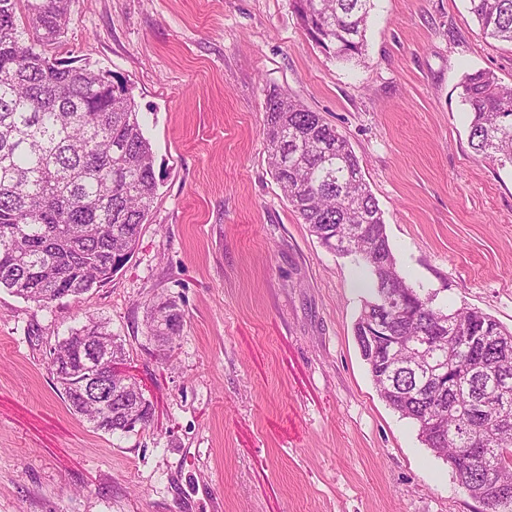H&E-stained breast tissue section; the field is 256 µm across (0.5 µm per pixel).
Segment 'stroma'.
Instances as JSON below:
<instances>
[{"mask_svg":"<svg viewBox=\"0 0 512 512\" xmlns=\"http://www.w3.org/2000/svg\"><path fill=\"white\" fill-rule=\"evenodd\" d=\"M363 61L306 36L291 0H70L50 56L130 88L158 195L129 259L38 309L0 290V512H479L379 396L354 336L365 295L267 164L274 87L343 134L414 285L512 329V167L475 156L465 74L512 84V44L467 0H374ZM177 301L162 349L145 310ZM108 321L154 405L123 437L74 414L50 353ZM171 309L174 311L173 315L167 319V323L163 330H159L158 326H154L156 313L161 309ZM183 313L178 307L175 300L170 298L160 299L151 306L147 307L146 311V328L147 334L153 336L158 341L169 343L176 336H180L183 330ZM167 336V337H164Z\"/></svg>","mask_w":512,"mask_h":512,"instance_id":"1","label":"stroma"}]
</instances>
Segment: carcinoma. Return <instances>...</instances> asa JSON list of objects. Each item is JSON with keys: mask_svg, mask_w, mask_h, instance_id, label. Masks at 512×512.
<instances>
[{"mask_svg": "<svg viewBox=\"0 0 512 512\" xmlns=\"http://www.w3.org/2000/svg\"><path fill=\"white\" fill-rule=\"evenodd\" d=\"M70 0H0V288L48 309L112 278L130 256L157 195L154 155L128 88L112 75L47 56L67 28ZM307 37L341 62L359 61L373 0H292ZM480 31L512 43V0H468ZM469 114V144L484 160L512 165V85L490 72L460 83ZM268 166L282 194L327 250L351 256L367 275L355 336L381 398L418 428L437 456H458L471 441L484 454L456 475L470 498L491 495L486 471L512 486V329L475 308L443 307L437 293L413 286L399 269L386 224L346 138L321 113L276 88L265 94ZM173 310L164 329L153 325ZM387 322L394 336L425 337L443 379L413 382L406 368L419 349L383 366L382 346L364 341V325ZM176 301L146 311L147 334L168 343L183 330ZM103 336L109 362L125 364L122 344L105 322L90 318L54 347L51 370L70 409L93 427L131 433L128 405L147 425L154 408L130 380L132 400L102 412L83 398L90 372L86 342Z\"/></svg>", "mask_w": 512, "mask_h": 512, "instance_id": "obj_1", "label": "carcinoma"}]
</instances>
